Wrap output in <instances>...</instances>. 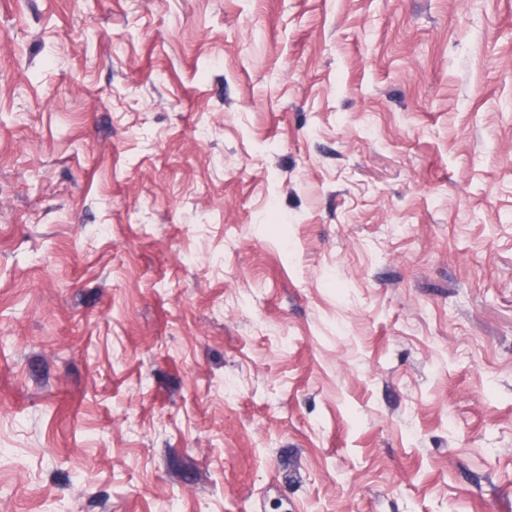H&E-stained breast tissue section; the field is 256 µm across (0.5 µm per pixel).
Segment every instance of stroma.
<instances>
[{
  "mask_svg": "<svg viewBox=\"0 0 512 512\" xmlns=\"http://www.w3.org/2000/svg\"><path fill=\"white\" fill-rule=\"evenodd\" d=\"M512 512V0H0V512Z\"/></svg>",
  "mask_w": 512,
  "mask_h": 512,
  "instance_id": "obj_1",
  "label": "stroma"
}]
</instances>
